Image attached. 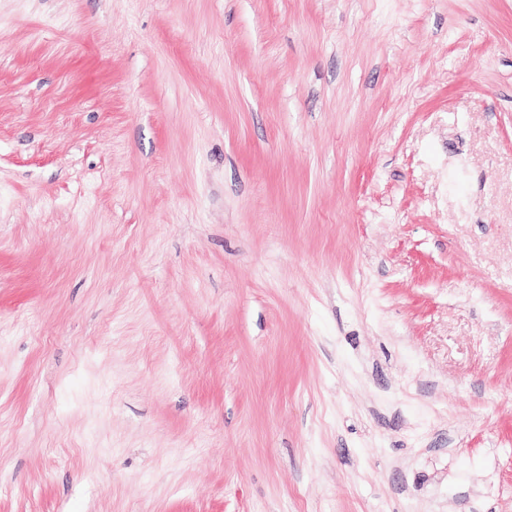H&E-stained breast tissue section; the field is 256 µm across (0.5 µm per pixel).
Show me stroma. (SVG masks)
<instances>
[{"mask_svg":"<svg viewBox=\"0 0 512 512\" xmlns=\"http://www.w3.org/2000/svg\"><path fill=\"white\" fill-rule=\"evenodd\" d=\"M0 512H512V0H0Z\"/></svg>","mask_w":512,"mask_h":512,"instance_id":"35a3bbf8","label":"stroma"}]
</instances>
